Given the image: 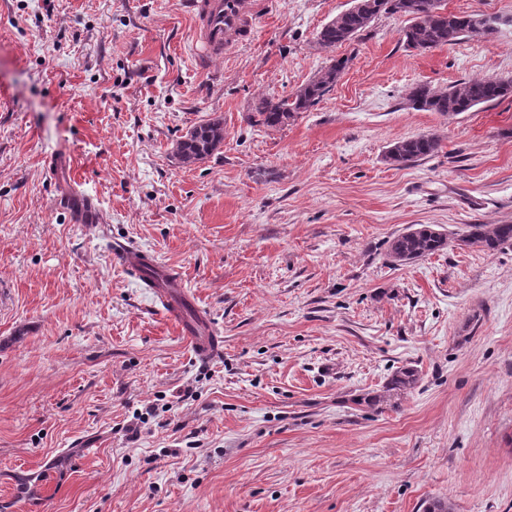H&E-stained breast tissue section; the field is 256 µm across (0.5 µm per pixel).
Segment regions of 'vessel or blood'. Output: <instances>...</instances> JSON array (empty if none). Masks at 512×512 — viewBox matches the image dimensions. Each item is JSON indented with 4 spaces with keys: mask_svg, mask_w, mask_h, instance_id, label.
<instances>
[{
    "mask_svg": "<svg viewBox=\"0 0 512 512\" xmlns=\"http://www.w3.org/2000/svg\"><path fill=\"white\" fill-rule=\"evenodd\" d=\"M189 8L197 19V39L204 47L198 56L200 68H207L211 58L223 55L230 43L251 32L253 18L246 13L243 0H189ZM118 252L126 269L138 272L147 265L154 267L163 313L168 320L177 323L195 357L206 360L215 355L220 347L217 332L206 318L194 322L186 318L185 305L189 296L181 290L173 271L143 251L122 246Z\"/></svg>",
    "mask_w": 512,
    "mask_h": 512,
    "instance_id": "vessel-or-blood-1",
    "label": "vessel or blood"
}]
</instances>
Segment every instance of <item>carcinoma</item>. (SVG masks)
I'll return each instance as SVG.
<instances>
[{
	"label": "carcinoma",
	"instance_id": "carcinoma-1",
	"mask_svg": "<svg viewBox=\"0 0 512 512\" xmlns=\"http://www.w3.org/2000/svg\"><path fill=\"white\" fill-rule=\"evenodd\" d=\"M382 14L404 17L407 26L402 33L404 45L426 52L457 43L474 34L466 16L451 14L437 7L433 0H360V6L348 8L324 24L317 32V43L333 50L365 31ZM348 59H330V64L281 98H263L250 113L248 120L256 126L277 128L301 112H308L341 77ZM512 97V77H488L458 81L446 90H436L427 84H417L409 95V104L419 111L457 116L471 112L481 104ZM224 144V122L210 120L192 127L176 144V156L183 164H195L206 159ZM441 148V140L433 134L401 139L385 152L384 159L393 166H406L421 160ZM462 242L494 251L512 242V224H470ZM448 247V235L430 225L410 227L388 243L387 253L406 265L434 255ZM417 371L402 369L388 382V388L401 391L413 387Z\"/></svg>",
	"mask_w": 512,
	"mask_h": 512
}]
</instances>
